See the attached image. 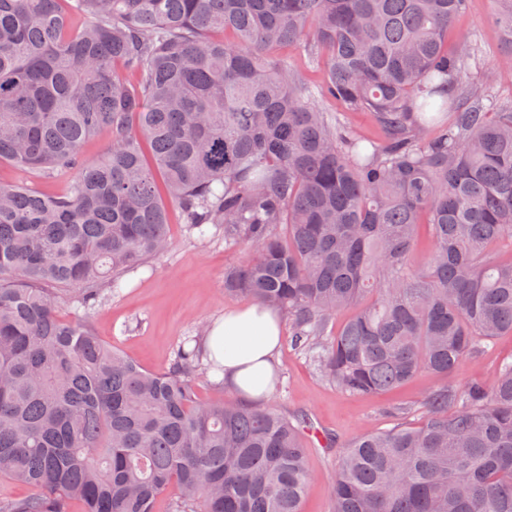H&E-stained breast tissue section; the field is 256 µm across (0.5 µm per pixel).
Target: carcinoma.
Wrapping results in <instances>:
<instances>
[{
	"instance_id": "carcinoma-1",
	"label": "carcinoma",
	"mask_w": 512,
	"mask_h": 512,
	"mask_svg": "<svg viewBox=\"0 0 512 512\" xmlns=\"http://www.w3.org/2000/svg\"><path fill=\"white\" fill-rule=\"evenodd\" d=\"M468 2L0 0V163L73 174L61 194L0 181V479L32 490L0 512H155L174 487L171 512H301L304 420L202 403L198 349L148 371L59 314L167 252L171 203L253 246L224 291L287 313L346 393L446 377L512 334V108L448 52ZM493 3L512 46V0ZM283 46L309 48L323 85ZM422 405L420 426L342 449L330 512H512V359ZM272 55L286 58L288 62L302 75L310 86H317L323 80V73L319 67L310 63L308 52L304 48L290 50L288 47L274 50ZM316 104L324 112L339 114L342 121L360 133L369 134L375 131L367 112L344 113L339 103L328 97H318Z\"/></svg>"
}]
</instances>
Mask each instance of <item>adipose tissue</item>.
I'll return each mask as SVG.
<instances>
[{
    "label": "adipose tissue",
    "mask_w": 512,
    "mask_h": 512,
    "mask_svg": "<svg viewBox=\"0 0 512 512\" xmlns=\"http://www.w3.org/2000/svg\"><path fill=\"white\" fill-rule=\"evenodd\" d=\"M281 338L279 314L252 304L225 311L209 328L205 350L221 369L224 386L239 398H266L276 381L275 355Z\"/></svg>",
    "instance_id": "ef3b65f1"
}]
</instances>
